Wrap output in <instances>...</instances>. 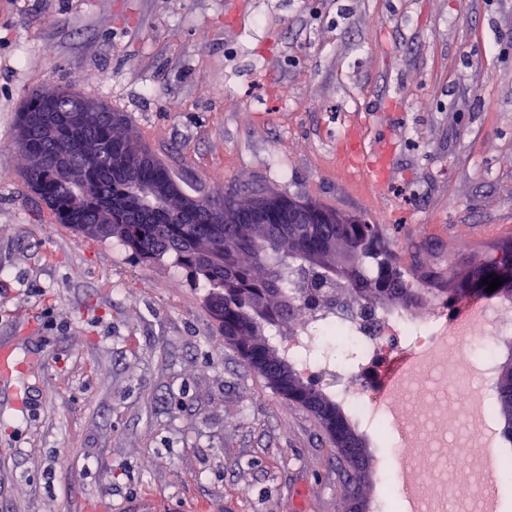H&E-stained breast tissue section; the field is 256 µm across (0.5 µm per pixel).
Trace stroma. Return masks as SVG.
Masks as SVG:
<instances>
[{
    "label": "stroma",
    "mask_w": 512,
    "mask_h": 512,
    "mask_svg": "<svg viewBox=\"0 0 512 512\" xmlns=\"http://www.w3.org/2000/svg\"><path fill=\"white\" fill-rule=\"evenodd\" d=\"M63 86L202 192L384 211L453 291L512 237V0H0V512H343L346 461L202 289L32 202L16 114ZM355 126L385 183L338 155Z\"/></svg>",
    "instance_id": "stroma-1"
}]
</instances>
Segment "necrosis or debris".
Here are the masks:
<instances>
[{"label": "necrosis or debris", "mask_w": 512, "mask_h": 512, "mask_svg": "<svg viewBox=\"0 0 512 512\" xmlns=\"http://www.w3.org/2000/svg\"><path fill=\"white\" fill-rule=\"evenodd\" d=\"M427 314L402 307L382 308L357 297H346L341 308L326 311L300 305L288 326L277 329L275 339L300 371L320 379L345 404L357 424L378 437H396V456L402 461L398 474L385 477L379 512L393 507L402 512L401 483L410 480L428 512L451 493L449 475L472 481L483 489L486 479L477 470L475 452L481 442L499 439V428L490 407L495 399L497 349L512 336V298L498 296L470 305L469 318H459L453 304L435 298ZM482 342V359L472 357L474 342ZM405 343L417 357L398 386L384 402H374L364 380L369 365L393 346ZM358 349V363L339 361L332 346ZM450 387L456 407L448 415L444 403L416 406L412 416L403 413L406 398L427 375ZM463 433L472 451L456 456L444 466L436 449L448 435Z\"/></svg>", "instance_id": "4bbe7bcc"}]
</instances>
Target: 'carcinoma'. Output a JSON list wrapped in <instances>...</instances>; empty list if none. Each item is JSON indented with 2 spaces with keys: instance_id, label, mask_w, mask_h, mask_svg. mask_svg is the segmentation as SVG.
Here are the masks:
<instances>
[{
  "instance_id": "obj_1",
  "label": "carcinoma",
  "mask_w": 512,
  "mask_h": 512,
  "mask_svg": "<svg viewBox=\"0 0 512 512\" xmlns=\"http://www.w3.org/2000/svg\"><path fill=\"white\" fill-rule=\"evenodd\" d=\"M72 94L63 87L34 93L17 115L19 145L29 162L26 186L58 223L80 236L114 239L144 264L174 259L207 289L206 305L224 342L269 387L310 410L340 453L357 457L350 487L365 481L366 448L344 410L314 389L271 340L272 331L295 311L287 277L301 272L313 281L344 283L359 298L408 308L439 296V267L423 265L417 249L404 265L380 225L358 217L330 224L331 210L285 192L256 189L246 195L218 188L193 203L200 191L131 135L125 116L101 103L82 130L57 125V139L71 160L69 169L60 171L48 156L52 142L44 120ZM297 209L306 224L290 236L280 221ZM506 264L512 265V240L496 246L466 277L483 279ZM502 372L497 403L504 436L512 442V363Z\"/></svg>"
}]
</instances>
